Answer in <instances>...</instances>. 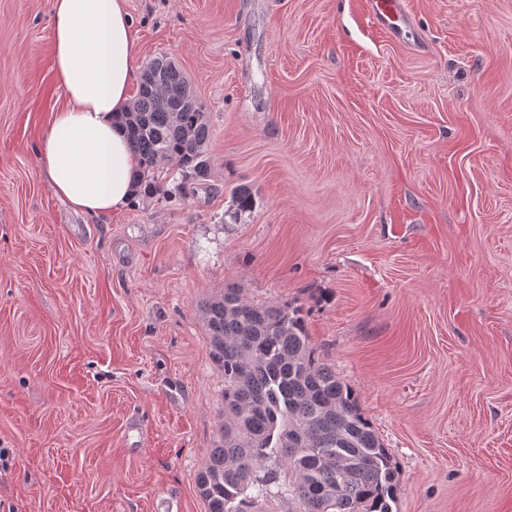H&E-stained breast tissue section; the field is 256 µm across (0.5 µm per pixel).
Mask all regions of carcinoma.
Masks as SVG:
<instances>
[{
  "label": "carcinoma",
  "mask_w": 512,
  "mask_h": 512,
  "mask_svg": "<svg viewBox=\"0 0 512 512\" xmlns=\"http://www.w3.org/2000/svg\"><path fill=\"white\" fill-rule=\"evenodd\" d=\"M122 125L139 180L176 168L211 173L204 105L175 64L143 69ZM224 372L222 440L196 484L208 512H393L397 470L349 385L320 363L298 307L253 304L234 286L200 305Z\"/></svg>",
  "instance_id": "cac0c4a2"
}]
</instances>
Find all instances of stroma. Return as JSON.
Instances as JSON below:
<instances>
[{"mask_svg": "<svg viewBox=\"0 0 512 512\" xmlns=\"http://www.w3.org/2000/svg\"><path fill=\"white\" fill-rule=\"evenodd\" d=\"M53 0H0V512H207L203 301L301 306L397 467L393 512H512V0H125L211 174L75 212L39 157ZM255 195L234 216L232 192ZM367 11L374 26L383 33L394 34L399 23L407 24L401 0H366Z\"/></svg>", "mask_w": 512, "mask_h": 512, "instance_id": "1", "label": "stroma"}]
</instances>
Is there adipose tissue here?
<instances>
[{"label":"adipose tissue","instance_id":"ef3b65f1","mask_svg":"<svg viewBox=\"0 0 512 512\" xmlns=\"http://www.w3.org/2000/svg\"><path fill=\"white\" fill-rule=\"evenodd\" d=\"M56 82L66 104L52 112L39 145L45 180L93 216L133 197L136 158L118 121L136 78L135 37L124 0H53Z\"/></svg>","mask_w":512,"mask_h":512}]
</instances>
